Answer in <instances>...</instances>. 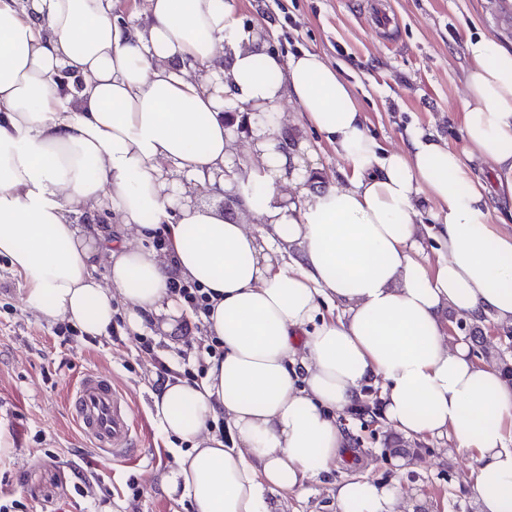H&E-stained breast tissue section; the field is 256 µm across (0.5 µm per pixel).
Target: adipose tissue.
Instances as JSON below:
<instances>
[{
	"instance_id": "1",
	"label": "adipose tissue",
	"mask_w": 512,
	"mask_h": 512,
	"mask_svg": "<svg viewBox=\"0 0 512 512\" xmlns=\"http://www.w3.org/2000/svg\"><path fill=\"white\" fill-rule=\"evenodd\" d=\"M144 13L131 27L112 0H0V255L25 302L101 336L116 304L140 333L180 316L171 280L207 289L223 358L151 394L161 431L191 444L162 485L194 512H274L270 495L331 472L337 418L373 382L397 431L471 455L477 512H512V381L450 343L446 320L512 327V231L469 167L487 166L512 209V46L466 41L464 152L421 133L388 151L336 68L259 49L236 0H146ZM286 101L342 158L345 186L307 189L315 172L284 136ZM240 104L262 119L238 166L225 112ZM226 198L258 227L226 220ZM425 205L445 249L434 263ZM99 212L116 232L89 222ZM159 229L160 250L148 244ZM325 301L341 313L322 316ZM222 418L225 440L209 429ZM334 498L340 512L408 507L367 478Z\"/></svg>"
}]
</instances>
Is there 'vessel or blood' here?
Instances as JSON below:
<instances>
[{
    "instance_id": "obj_1",
    "label": "vessel or blood",
    "mask_w": 512,
    "mask_h": 512,
    "mask_svg": "<svg viewBox=\"0 0 512 512\" xmlns=\"http://www.w3.org/2000/svg\"><path fill=\"white\" fill-rule=\"evenodd\" d=\"M70 409L94 448L120 463L137 462L138 416L125 389L111 375L88 371L68 396Z\"/></svg>"
}]
</instances>
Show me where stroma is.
Wrapping results in <instances>:
<instances>
[{
  "mask_svg": "<svg viewBox=\"0 0 512 512\" xmlns=\"http://www.w3.org/2000/svg\"><path fill=\"white\" fill-rule=\"evenodd\" d=\"M246 28L266 51L289 58L316 52L349 82L366 127L383 147L398 149L424 131L449 148L465 147L461 124L468 35L512 42V12L498 0H238ZM287 136L307 142L323 183L343 184V161L285 104ZM22 282L0 258V497L23 503V512H191L186 496L167 493L161 477L175 464L173 439L150 419V393L160 353L175 374L203 346V328L182 311L171 329L152 327L151 350L133 337L57 335L24 301ZM452 342L469 344L480 363L512 367V327L476 323L449 314ZM109 373L126 388L142 417L137 464L103 457L81 435L66 408L69 384L88 370ZM369 414L339 419L353 459L281 500V512H337L336 481L365 477L391 484L415 512H473L465 476L472 459L448 439L408 438L395 431L379 408L380 389L368 386ZM144 487L133 498L126 485Z\"/></svg>",
  "mask_w": 512,
  "mask_h": 512,
  "instance_id": "stroma-1",
  "label": "stroma"
}]
</instances>
